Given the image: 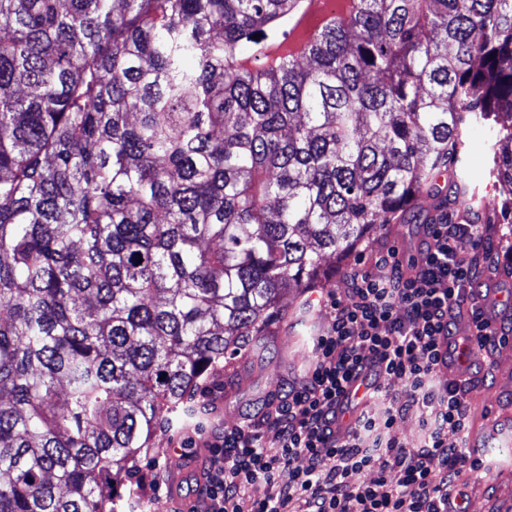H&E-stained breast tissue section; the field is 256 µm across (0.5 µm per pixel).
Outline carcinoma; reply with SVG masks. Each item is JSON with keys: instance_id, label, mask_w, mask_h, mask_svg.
<instances>
[{"instance_id": "carcinoma-1", "label": "carcinoma", "mask_w": 512, "mask_h": 512, "mask_svg": "<svg viewBox=\"0 0 512 512\" xmlns=\"http://www.w3.org/2000/svg\"><path fill=\"white\" fill-rule=\"evenodd\" d=\"M0 0V512H119L130 463L322 261L512 195V0ZM259 38H254V35ZM491 165L492 154L486 132L473 134L466 155V174L475 191L477 190L482 207H495L497 211L506 196L500 185L489 175Z\"/></svg>"}]
</instances>
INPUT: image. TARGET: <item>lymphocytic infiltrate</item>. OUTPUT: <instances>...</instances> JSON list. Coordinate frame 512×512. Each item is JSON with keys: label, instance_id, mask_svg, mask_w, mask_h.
Instances as JSON below:
<instances>
[{"label": "lymphocytic infiltrate", "instance_id": "obj_1", "mask_svg": "<svg viewBox=\"0 0 512 512\" xmlns=\"http://www.w3.org/2000/svg\"><path fill=\"white\" fill-rule=\"evenodd\" d=\"M429 243L413 275L397 248L380 250L381 275L357 270L331 292L332 323L317 337L307 374L268 396V412L213 434L207 446L204 512H466L465 471L478 464L466 450L469 403L461 382L435 385L440 339L452 336L448 312L462 308L476 278L473 253L483 227L454 220L428 227ZM367 375L381 411H357L345 436L336 425L346 389ZM405 380L403 401L388 397V377ZM422 405L421 447L390 434L404 407ZM274 431L275 450L263 446ZM305 459L297 468V459ZM373 479H365V472ZM255 485L264 497L249 496Z\"/></svg>", "mask_w": 512, "mask_h": 512}]
</instances>
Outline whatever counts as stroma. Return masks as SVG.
Returning <instances> with one entry per match:
<instances>
[{
    "label": "stroma",
    "instance_id": "1",
    "mask_svg": "<svg viewBox=\"0 0 512 512\" xmlns=\"http://www.w3.org/2000/svg\"><path fill=\"white\" fill-rule=\"evenodd\" d=\"M491 164L487 134H473L466 155V174L483 206L479 222L484 226L485 246L492 253L494 271L501 276L498 288L512 296V224L494 221L492 210L500 206L504 194L489 174ZM420 241L419 225L385 224L372 229L343 258L326 257L324 288L307 290L301 298L312 317V325H295L287 310L275 314L266 370L254 368L243 355L226 357L219 372L205 379L195 393L194 402L203 410L200 422L189 426L173 422L157 427L149 449L137 456L128 482L135 493L125 499L124 512H168L166 493L140 484L141 477L149 473L163 479L171 470L182 469V493L195 492L189 461L196 457L209 437L236 425L245 415L263 412V400L270 390L287 386L307 370L311 355L309 350L300 348L299 341L315 340L330 325L331 315L322 299L324 290L343 287L344 277L350 271L370 269L371 253L391 246L407 251ZM473 379L468 393L471 421H478L495 409L512 410V350L483 358L475 367Z\"/></svg>",
    "mask_w": 512,
    "mask_h": 512
}]
</instances>
